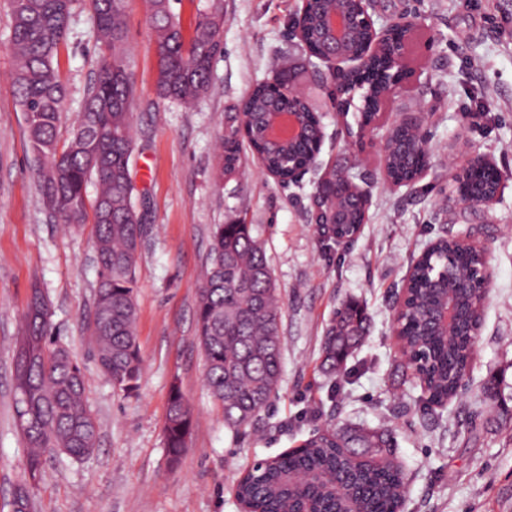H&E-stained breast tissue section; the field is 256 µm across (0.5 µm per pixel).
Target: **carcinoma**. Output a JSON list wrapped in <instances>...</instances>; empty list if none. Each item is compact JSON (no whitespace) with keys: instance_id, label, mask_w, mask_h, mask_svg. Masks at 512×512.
Instances as JSON below:
<instances>
[{"instance_id":"1","label":"carcinoma","mask_w":512,"mask_h":512,"mask_svg":"<svg viewBox=\"0 0 512 512\" xmlns=\"http://www.w3.org/2000/svg\"><path fill=\"white\" fill-rule=\"evenodd\" d=\"M171 0H148L149 23L158 56L157 92L182 106L193 105L211 82L212 61L222 42L218 12L199 16L185 35ZM77 0H9L11 28L8 50L15 61L12 87L24 112L42 202L63 224L87 221L95 226L93 246L99 287L87 321L94 337L96 360L113 389L137 395L141 378L137 336L136 262L146 225L134 201L130 172L133 151L135 92L126 48L124 0H83L93 18L99 49L93 83L84 93L69 141L59 145L58 127L69 96L59 71L58 53ZM322 6L304 15L305 37L320 47ZM365 107L376 109L385 98L378 82L361 87ZM275 92L264 84L251 91L252 121L247 143L262 155L268 171L283 180L314 151L319 130L291 147L272 148L260 136L263 112ZM221 151L215 157L214 178L232 177L240 166L241 127L237 116L225 122ZM394 177L409 173L411 161L399 153L389 158ZM97 193L88 199V183ZM350 223L335 228L350 243L365 220L358 209ZM442 252L457 254L461 265L479 264L454 238L439 239ZM413 299L403 314L401 337L408 351L404 366L419 369L428 403L442 406L473 356L468 331L481 321L482 310L460 303L456 331L441 334L424 319L423 310L438 304L445 288L431 283L428 261L411 274ZM282 298L263 244L249 224H216L212 232L209 269L198 291L196 324L205 358V382L211 397L224 409L228 426L252 424L275 394L282 371ZM49 310L38 288L32 290L24 326L15 351L16 417L28 452L26 478L13 496V512H34L33 485L41 476L51 450L73 459L90 455L98 443V423L88 405L82 367L49 333ZM367 334V312L354 300L340 304L324 336L323 366L341 384L349 373L350 356ZM427 356L419 364L418 355ZM193 411L177 385H172L164 443L177 462L188 448ZM392 447L385 430L345 426L317 434L299 448L272 462L260 461L237 482V498L251 512H337L338 497L304 481L320 471L345 475L343 491L360 497L365 512H396L405 495L400 466L384 453Z\"/></svg>"}]
</instances>
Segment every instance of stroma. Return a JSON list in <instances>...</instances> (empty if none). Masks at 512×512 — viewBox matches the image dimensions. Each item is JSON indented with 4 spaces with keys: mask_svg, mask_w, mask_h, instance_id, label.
I'll return each instance as SVG.
<instances>
[{
    "mask_svg": "<svg viewBox=\"0 0 512 512\" xmlns=\"http://www.w3.org/2000/svg\"><path fill=\"white\" fill-rule=\"evenodd\" d=\"M299 0H171L185 30L218 10L222 49L208 92L186 108L159 97L158 56L146 0H125L127 49L135 85L131 173L135 206L147 226L136 264L140 389L126 398L100 371L85 315L98 287L93 227L64 226L45 210L28 149L26 123L8 75L11 24L0 0V512L24 482L25 447L15 414L13 349L33 286L50 305L52 334L78 360L99 426L81 460L45 456L33 489L35 512H241L234 485L256 461L298 447L316 433L357 423L391 432L402 466L405 512H512V0H371L376 27L412 17L407 68L381 106L427 114L428 169L411 186L385 182L377 147L355 146L363 101L344 117L289 27ZM98 53L93 20L77 6L59 50L70 96L58 137L67 140ZM324 113L321 168H350L371 201L358 239L339 245L314 220V174L281 186L243 149L239 171L216 183L215 149L225 118L281 65ZM485 108H478V101ZM487 156L502 177L489 206L462 202L450 180L460 145ZM236 219L260 239L283 299L282 377L270 407L252 425L230 429L209 396L196 337L197 288L208 266L214 225ZM471 231L490 255L493 285L462 396L427 404L402 367L392 303L426 245ZM360 301L369 334L350 358L344 391L322 367L321 340L336 310ZM494 383L496 398L481 391ZM194 413L188 449L171 463L163 426L171 384Z\"/></svg>",
    "mask_w": 512,
    "mask_h": 512,
    "instance_id": "1",
    "label": "stroma"
}]
</instances>
